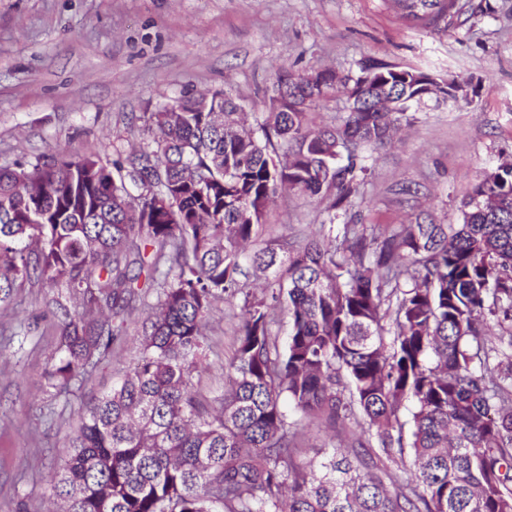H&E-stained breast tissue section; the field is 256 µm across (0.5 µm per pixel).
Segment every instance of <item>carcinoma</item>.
<instances>
[{"instance_id": "carcinoma-1", "label": "carcinoma", "mask_w": 512, "mask_h": 512, "mask_svg": "<svg viewBox=\"0 0 512 512\" xmlns=\"http://www.w3.org/2000/svg\"><path fill=\"white\" fill-rule=\"evenodd\" d=\"M425 22L458 0H396ZM379 82L278 74L281 112L256 127L223 92L152 113V139L112 162L0 167V304L45 277L59 335L48 384L85 377L154 294L133 364L86 407L53 495L61 512H512V162L481 178L458 224H321L301 241L252 243L281 190L348 210L380 149L411 125L373 112L415 98L413 71ZM342 92V124L309 114ZM168 201L164 210L155 195ZM266 275L252 295L244 266ZM243 298L224 394L195 392L218 300ZM288 318L281 337L277 316ZM349 429L297 461L311 422ZM411 462L410 476L398 471Z\"/></svg>"}]
</instances>
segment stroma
Masks as SVG:
<instances>
[{"label":"stroma","instance_id":"35a3bbf8","mask_svg":"<svg viewBox=\"0 0 512 512\" xmlns=\"http://www.w3.org/2000/svg\"><path fill=\"white\" fill-rule=\"evenodd\" d=\"M453 20L424 25L390 0H0V166L66 154L111 165L149 142V117L187 93L224 91L264 112L278 72L357 76L367 60L472 82L466 100L415 103L397 140L364 152L367 172L348 214L280 196L267 238H301L347 216L391 232L422 216L461 220L477 178L512 159V0H459ZM61 285L19 284L0 306V512H47L52 478L84 405L109 391L136 352L137 308L107 360L61 397L47 384ZM241 300L217 302L208 368L195 381L213 399L233 351Z\"/></svg>","mask_w":512,"mask_h":512}]
</instances>
